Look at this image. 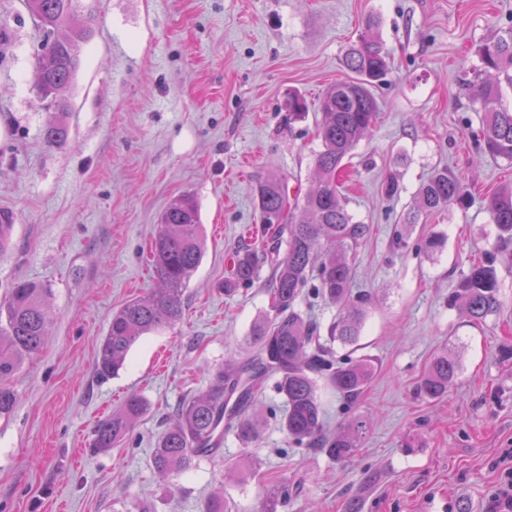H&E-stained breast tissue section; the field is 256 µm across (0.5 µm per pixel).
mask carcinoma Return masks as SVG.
<instances>
[{"label": "carcinoma", "mask_w": 512, "mask_h": 512, "mask_svg": "<svg viewBox=\"0 0 512 512\" xmlns=\"http://www.w3.org/2000/svg\"><path fill=\"white\" fill-rule=\"evenodd\" d=\"M42 33V49L35 56L32 86L48 110L64 112L59 97L74 81L81 64L82 45L88 42L96 18L84 14L81 0H24ZM346 80L331 85L320 100V149L315 152V187L302 199L290 201L288 187L270 175L256 183L253 196L260 225L253 240L233 256L224 295L259 281L263 263L270 275V313L256 321L250 337L255 354L247 362L219 368L207 391L184 400L174 420L159 436L151 455L158 477L165 481L190 469L195 462L216 456L224 434L233 433L244 445L259 440L260 422L253 407L261 386L275 380L285 403L281 428L288 443L314 448L333 461L351 458L358 447L359 429L328 432L320 383L355 400L371 382L375 359L367 354L334 356L336 342L357 351L370 297L352 294L355 255L369 227L354 221L337 190L336 178L344 160L375 127L379 112L372 87L389 68V53L377 23L365 21L358 41L346 50ZM468 84L481 104V123L475 142L478 152L512 162V108L503 105V86L512 89V27L480 48V67ZM288 120L303 121L308 107L303 97H288ZM68 130L60 120L49 121L44 137L66 141ZM468 185L446 168L435 170L420 186L416 210L402 219L410 224L421 214L442 213L471 201ZM490 220L499 230V246L512 249V185L495 190L486 199ZM13 217L0 211V252L12 241ZM153 275L158 284L145 297L127 301L113 313L99 344L95 372L102 380L124 368L133 346L145 335L174 327L184 315V291L205 254L204 230L194 197L182 194L161 215L151 239ZM314 289L338 309L321 334V326L299 309L305 293ZM51 289L23 281L0 300V418L9 416L17 402L6 382L30 355L42 347L47 329ZM496 268L474 262L448 295V306H458L480 321L500 308ZM458 374L456 361L439 356L418 384L425 399H438ZM146 412V403L130 394L123 405L94 429L91 447L104 452L123 441ZM291 496L286 483L267 490L259 512H278Z\"/></svg>", "instance_id": "1"}]
</instances>
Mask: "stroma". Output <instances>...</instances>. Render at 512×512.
<instances>
[{
    "mask_svg": "<svg viewBox=\"0 0 512 512\" xmlns=\"http://www.w3.org/2000/svg\"><path fill=\"white\" fill-rule=\"evenodd\" d=\"M97 18L82 64L63 97L69 134L48 143L50 118L31 84L40 32L23 0H0L15 47L0 57V210L14 215L0 252V298L19 281L51 290L48 336L11 379L15 409L0 419V512H204L212 493L224 512H257L262 491L296 492L279 512H486L512 448V262L498 249L484 199L512 183V162L478 158L470 137L480 104L465 81L481 45L512 26V0H82ZM377 17L391 71L374 89L378 124L348 160L341 193L370 232L358 248L354 291L372 305L362 329L377 371L351 403L323 395L329 431L366 422L355 456L329 460L289 447L266 387L269 412L256 445L224 439L220 455L164 488L151 452L178 404L204 391L220 365L251 349L269 309L266 283L224 295L246 230L258 223L252 187L268 174L291 195L312 185L319 100L346 79L343 58L367 17ZM300 93L310 114L287 124ZM448 167L472 187L454 207L393 230L421 183ZM395 175L401 191L381 184ZM192 194L207 250L185 290L175 329L141 340L126 370L100 381L94 363L112 314L154 286L149 244L161 212ZM447 233L441 252L421 241ZM494 261L502 306L469 322L448 293L471 261ZM452 355L447 395L415 388L433 358ZM147 411L131 441L90 450L96 424L130 393ZM414 451H406L405 442Z\"/></svg>",
    "mask_w": 512,
    "mask_h": 512,
    "instance_id": "stroma-1",
    "label": "stroma"
}]
</instances>
